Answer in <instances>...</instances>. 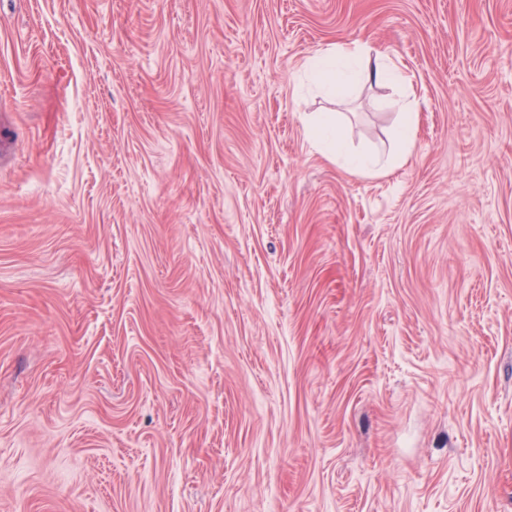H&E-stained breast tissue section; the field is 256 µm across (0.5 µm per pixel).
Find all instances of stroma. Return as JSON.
Instances as JSON below:
<instances>
[{
  "instance_id": "obj_1",
  "label": "stroma",
  "mask_w": 512,
  "mask_h": 512,
  "mask_svg": "<svg viewBox=\"0 0 512 512\" xmlns=\"http://www.w3.org/2000/svg\"><path fill=\"white\" fill-rule=\"evenodd\" d=\"M0 113V512H512V0H0ZM370 48L362 45L332 46L307 58L302 68L324 87L338 91L349 79L347 66L352 62L363 65L362 74L375 84L390 82L408 84V75L394 64H389L380 54L372 57ZM404 111L395 135L400 145V151L394 159L389 162H382L379 158L357 155L350 161L351 172L355 174H386L408 161L417 132L419 116L410 103L404 106ZM305 130L309 138L319 147L325 149V155L337 161L342 156L345 147V138L341 129L328 123L323 114L307 120Z\"/></svg>"
}]
</instances>
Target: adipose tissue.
I'll return each mask as SVG.
<instances>
[{
  "mask_svg": "<svg viewBox=\"0 0 512 512\" xmlns=\"http://www.w3.org/2000/svg\"><path fill=\"white\" fill-rule=\"evenodd\" d=\"M358 62L363 66L366 80L375 84L390 82L408 84V75L396 65L387 63L382 56L372 55L370 48L362 45H337L307 58L303 69L312 75L321 85L331 90L342 88L349 78L347 67ZM418 125V114L412 105H405L401 122L396 130V139L400 150L392 161L384 162L378 158L358 155L351 159L350 170L356 174H384L404 165L410 155Z\"/></svg>",
  "mask_w": 512,
  "mask_h": 512,
  "instance_id": "adipose-tissue-1",
  "label": "adipose tissue"
}]
</instances>
